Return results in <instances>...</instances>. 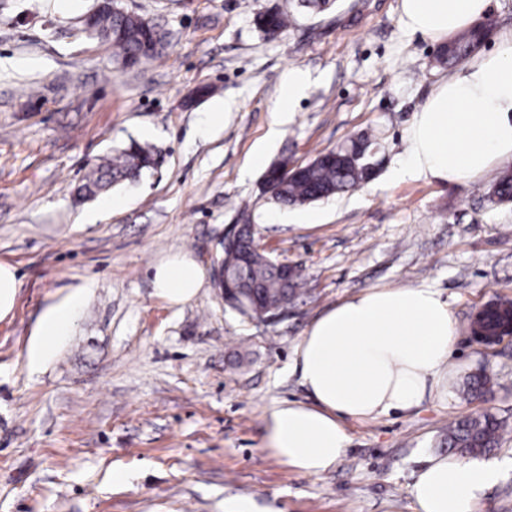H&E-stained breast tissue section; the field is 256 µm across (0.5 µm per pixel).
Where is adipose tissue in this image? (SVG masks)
<instances>
[{
  "mask_svg": "<svg viewBox=\"0 0 512 512\" xmlns=\"http://www.w3.org/2000/svg\"><path fill=\"white\" fill-rule=\"evenodd\" d=\"M489 0H399L404 28L443 41L486 16ZM405 156L392 177L458 184L512 157V36L497 53L465 64L439 82L406 132ZM204 268L175 251L154 267L153 285L178 305L203 287ZM87 295L71 291L41 315L29 345L30 368H40L68 335ZM454 314L425 286L370 288L337 304L310 326L295 350V366L312 402L282 400L265 415L264 443L281 463L319 476L344 456L347 420L407 411L428 397H446ZM499 471L488 461L454 455L430 458L409 493L415 512H476Z\"/></svg>",
  "mask_w": 512,
  "mask_h": 512,
  "instance_id": "ef3b65f1",
  "label": "adipose tissue"
}]
</instances>
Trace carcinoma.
<instances>
[{
	"label": "carcinoma",
	"mask_w": 512,
	"mask_h": 512,
	"mask_svg": "<svg viewBox=\"0 0 512 512\" xmlns=\"http://www.w3.org/2000/svg\"><path fill=\"white\" fill-rule=\"evenodd\" d=\"M335 0H297V7L308 13H321L331 9ZM258 27L267 35H276L289 27L292 15L279 10H266L257 14ZM97 38L112 43V49L123 65L136 66L159 55L167 44V32L157 22L125 10L101 9L94 20ZM489 36L485 25L469 30L440 47L438 63L453 65L468 55ZM372 145L364 137L338 149L319 153L298 169L288 168V159L281 160V184L269 195L276 205H304L328 199L358 187L366 181L364 170L369 165L368 153ZM158 165L157 151L148 143L131 141L123 148L99 159L82 179L79 197L90 199L102 191L135 178ZM487 198L494 203L512 202V169L504 170L488 187ZM224 266L236 277L260 286L257 300L262 309H279L293 302L301 289V276L283 279L266 255H257L253 261L241 266L237 258L226 254ZM512 318V302L497 301L491 312L470 322V333L496 334L503 320ZM491 378L483 373L471 376L465 382L463 393L479 398L489 391ZM506 421L484 413L458 420L448 425V449L461 457L485 456L498 447L502 434L507 432Z\"/></svg>",
	"instance_id": "obj_1"
}]
</instances>
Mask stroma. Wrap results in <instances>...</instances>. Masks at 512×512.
<instances>
[{
	"label": "stroma",
	"mask_w": 512,
	"mask_h": 512,
	"mask_svg": "<svg viewBox=\"0 0 512 512\" xmlns=\"http://www.w3.org/2000/svg\"><path fill=\"white\" fill-rule=\"evenodd\" d=\"M97 4L0 0V263L20 280L0 321V512H224L239 496L255 512H414L409 489L446 454L450 422L487 411L512 424V336L486 346L468 329L512 301V203L485 196L497 171L455 185L389 178L454 68L402 26L399 0H337L275 37L255 15L291 0H118L169 32L134 67L85 32ZM292 69L308 86L274 135ZM203 85L211 94L195 98ZM211 112L224 120L207 134ZM363 135L373 177L320 202L272 205L250 165L259 151L302 165ZM132 140L158 149V168L110 191L109 209L77 201L96 159ZM244 204L265 251L301 270L287 313L243 320L210 277L184 305L160 297L154 265L180 249L213 272ZM422 284L456 320L447 400L348 421L345 456L320 476L270 456L266 408L310 400L294 351L312 321L360 291ZM79 285L90 292L69 334L31 371L43 310ZM482 366L491 392L464 399L458 384ZM489 459L500 478L479 512H512V433Z\"/></svg>",
	"instance_id": "stroma-1"
}]
</instances>
